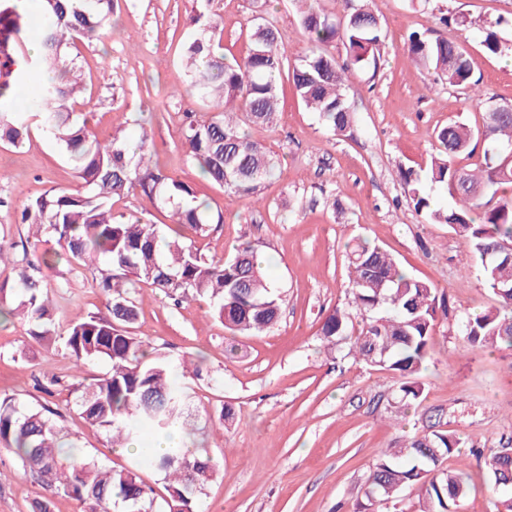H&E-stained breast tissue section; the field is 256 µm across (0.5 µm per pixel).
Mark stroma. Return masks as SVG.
Returning a JSON list of instances; mask_svg holds the SVG:
<instances>
[{"mask_svg": "<svg viewBox=\"0 0 512 512\" xmlns=\"http://www.w3.org/2000/svg\"><path fill=\"white\" fill-rule=\"evenodd\" d=\"M195 6L118 0L108 33L68 54L84 86L74 109L88 113L98 138L119 129L133 139L148 132L167 174L224 213L195 247L224 257L250 242L266 257L280 297L273 329L235 337L205 298L177 306L150 286L140 292L131 332L161 357L186 362L193 396L186 443L219 465L198 496V512H353L383 450L427 431H448L464 443L439 469L463 459L476 470L470 447L488 453L512 436V349L476 347L459 330L457 312L490 309L496 300L465 242L415 210L401 171L429 164L441 127L479 129L490 107L512 104V0H368L382 42L377 66L353 71L346 83L352 128L333 133L283 83L277 121L248 129L276 156L279 172L258 195L231 197L200 174L183 147L188 114L204 120L213 112L186 91L181 45L194 31ZM209 10L221 23L227 58L247 55L257 17L276 28L289 61L307 49L293 0H210ZM492 28L502 41L495 55L482 45ZM414 32L458 41L476 62L477 88L416 68L408 57ZM75 186L59 145L41 131L32 130L18 149L1 142L0 237L26 238L17 206ZM354 239L382 247L453 311L437 321L433 358L420 376L423 395L406 409L396 402L393 372L355 361L346 345L322 334L326 316L351 300L346 246ZM41 275L60 288L57 328L79 312L106 315L105 297L81 273L61 265ZM107 370L94 362L74 376L62 342L35 344L19 321L0 326V397L59 411L84 451L119 470L134 467L132 456L109 450L105 434L75 409L82 384ZM54 377L60 383L51 393L38 391ZM226 406L234 419L217 427L214 416ZM44 495L18 457L0 447V512H32Z\"/></svg>", "mask_w": 512, "mask_h": 512, "instance_id": "35a3bbf8", "label": "stroma"}]
</instances>
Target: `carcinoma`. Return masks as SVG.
I'll use <instances>...</instances> for the list:
<instances>
[{
    "label": "carcinoma",
    "instance_id": "obj_1",
    "mask_svg": "<svg viewBox=\"0 0 512 512\" xmlns=\"http://www.w3.org/2000/svg\"><path fill=\"white\" fill-rule=\"evenodd\" d=\"M196 30L184 46L187 84L199 101L216 107L205 121L192 120L184 131L183 146L202 175L227 195L256 194L273 178L277 164L260 142L241 125L268 126L277 120L280 82L294 91L319 120L337 134L346 133L352 115L343 92L349 74L377 61L381 42L379 19L363 0H345L341 19L314 5L301 12L300 23L312 49L291 64L281 50L277 30L268 22L254 24L250 49L241 61L220 54L218 24L208 10L209 0H196ZM114 0H42V50L25 53L24 0H0V99L34 75L52 72L55 79L38 85L34 112L38 130L63 149L75 173L77 188L49 190L25 202L17 223L45 233L57 248L41 254L29 250L26 240L0 245V267L13 265L14 281L0 282V319L18 317L36 342H50L54 319L50 286L39 277L40 266L61 263L90 275L91 287L107 295L105 317L75 315L62 337L75 366L104 359L111 370L83 387L76 402L79 415L110 435V446L141 444L138 461L164 474L166 512H197L196 500L216 473V463L175 441L162 454L142 443V433L187 436L192 395L181 380L182 366L152 358L151 343L130 334L137 317L136 293L147 283L173 299L175 305L206 295L224 327L240 335L273 328L279 317L278 297L249 242L240 244L229 258H207L187 235L204 236L212 224L224 223V213L212 211L188 183L165 173L153 160L147 133L135 149L123 130L101 141L90 129L86 114L70 105L81 86L74 59L64 46L91 43L110 24ZM342 41L347 59L338 64L328 53ZM409 55L431 68L450 85L468 86L475 62L457 43L445 39L410 38ZM29 124L22 111L0 107V140L23 144ZM487 142L476 170L456 167V159L470 154L471 144ZM438 147L430 165L402 171L407 194L415 210L433 224H446L465 240L478 262L483 284L497 297L499 307L469 314L462 322L468 340L479 347L512 348V199L498 196L512 183V163L502 167L512 151V112H486L481 130L450 124L437 134ZM440 188L451 198L445 208H434L430 191ZM137 193L169 210L173 237L166 250L158 244L153 224L128 222L112 214V198ZM352 300L350 309L338 308L322 325L330 342L349 341V354L371 366L398 374L400 402L422 397L414 381L426 368L438 313L448 315L428 282L403 271L377 246L358 242L347 253ZM361 316L357 335L350 334L352 313ZM60 414L48 407L22 405L0 398V444L13 451L42 487L63 494L84 512H114L122 504L127 512H152L154 497L132 469H104L63 433ZM461 447L448 433L416 435L383 452L366 480L365 501L358 512H372L399 492L420 487L423 512H458L476 489L464 470L428 474L440 458ZM483 479L502 492L496 512H512V448L499 449L484 460Z\"/></svg>",
    "mask_w": 512,
    "mask_h": 512
}]
</instances>
